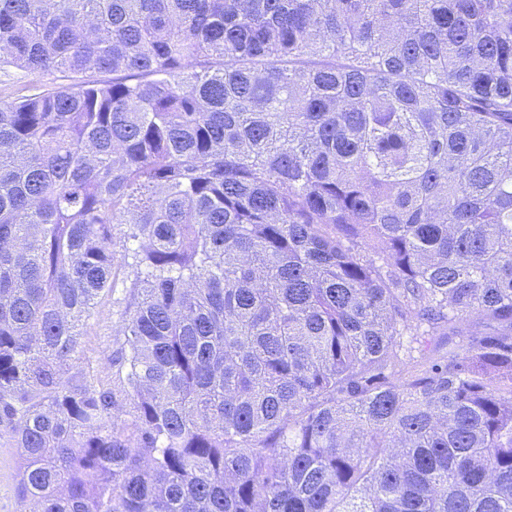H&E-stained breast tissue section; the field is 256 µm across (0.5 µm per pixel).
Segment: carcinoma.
I'll return each instance as SVG.
<instances>
[{
    "instance_id": "carcinoma-1",
    "label": "carcinoma",
    "mask_w": 512,
    "mask_h": 512,
    "mask_svg": "<svg viewBox=\"0 0 512 512\" xmlns=\"http://www.w3.org/2000/svg\"><path fill=\"white\" fill-rule=\"evenodd\" d=\"M2 67L22 512H512V0H0ZM117 316L112 314V296L103 297L98 307L97 321L82 337L81 360L78 368L93 367L102 379L112 383V366L106 356L112 347V338L117 326Z\"/></svg>"
}]
</instances>
